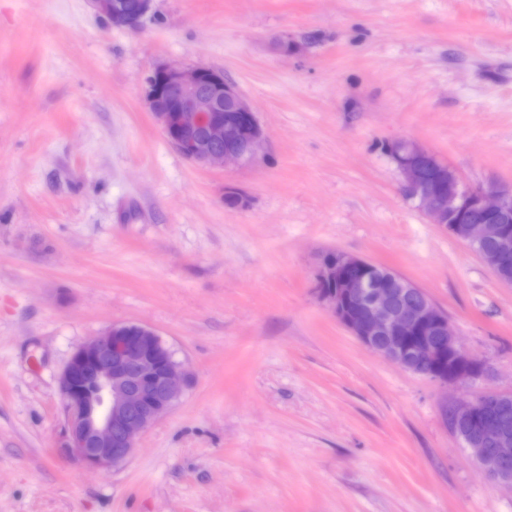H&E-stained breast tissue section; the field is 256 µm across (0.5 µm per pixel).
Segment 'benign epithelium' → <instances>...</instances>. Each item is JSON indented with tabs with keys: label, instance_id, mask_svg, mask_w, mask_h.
Listing matches in <instances>:
<instances>
[{
	"label": "benign epithelium",
	"instance_id": "7a95c632",
	"mask_svg": "<svg viewBox=\"0 0 512 512\" xmlns=\"http://www.w3.org/2000/svg\"><path fill=\"white\" fill-rule=\"evenodd\" d=\"M117 29L134 28L151 0H88ZM145 99L166 139L191 163L208 167L254 161L265 131L239 90L212 68L183 70L157 65L146 78ZM396 159L406 197L432 224L467 242L497 278L512 260V187H469L436 161L438 182L425 178L422 163L435 156L406 141ZM485 220L474 223L470 214ZM314 291L330 314L368 349L397 366L441 384L481 377L484 363L459 346L445 316L427 293L391 268L340 253L317 259ZM192 383L189 368L152 329L114 323L79 344L59 378L66 418L60 453L89 469L123 464L139 437L166 416ZM512 394L489 392L443 405L453 433L464 439L479 470L512 487Z\"/></svg>",
	"mask_w": 512,
	"mask_h": 512
}]
</instances>
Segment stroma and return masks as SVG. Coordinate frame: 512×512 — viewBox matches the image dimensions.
Wrapping results in <instances>:
<instances>
[{
    "label": "stroma",
    "mask_w": 512,
    "mask_h": 512,
    "mask_svg": "<svg viewBox=\"0 0 512 512\" xmlns=\"http://www.w3.org/2000/svg\"><path fill=\"white\" fill-rule=\"evenodd\" d=\"M161 62L239 89L255 162L168 143ZM404 140L512 186V0H152L123 30L0 0V512H512L441 407L512 392V287L402 193ZM328 250L424 289L484 376L445 390L362 346L313 291ZM115 322L193 383L103 473L56 450L58 377Z\"/></svg>",
    "instance_id": "35a3bbf8"
}]
</instances>
